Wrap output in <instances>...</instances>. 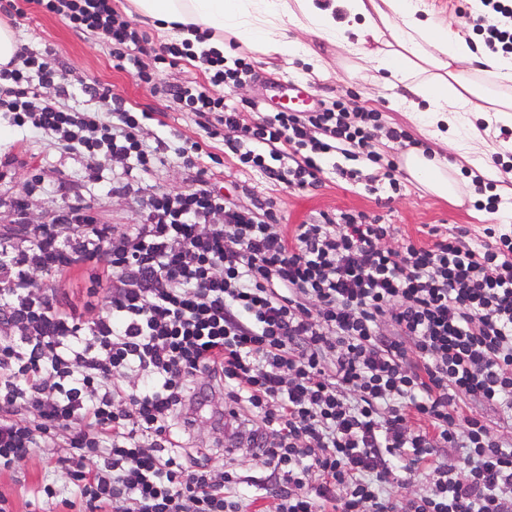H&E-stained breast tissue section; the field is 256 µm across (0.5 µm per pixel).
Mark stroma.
<instances>
[{
  "mask_svg": "<svg viewBox=\"0 0 512 512\" xmlns=\"http://www.w3.org/2000/svg\"><path fill=\"white\" fill-rule=\"evenodd\" d=\"M14 3L20 13L8 18L7 23L14 30L18 43L49 48L47 61L50 66L66 67L73 77L109 87L134 107L152 112L154 119L144 130L147 137L175 132L206 143L211 157L204 160V167L211 173L217 188L243 208L271 202L277 222L288 225L318 218L323 213H362L392 225L395 239L408 237L418 242L429 241V231L434 227L443 230L462 226L478 236L491 224L512 225V208L505 206L497 214L490 215L474 208L469 192L448 198L426 193L401 169L395 173L398 184L393 187L389 184L390 179L385 178L383 167L339 153L323 159L318 188H288L275 183L259 171L243 168L234 155L225 153L223 142L208 138L192 114L182 111L163 94V87L189 82L203 85L207 79L188 59L172 68H157L152 51L164 44L165 39L150 19L133 12L129 0H112V6L146 33L151 50L140 55L139 60L142 68L158 70L159 79L154 84L140 82L132 70L115 68L112 47L101 39L75 32L59 16L38 11L25 0H14ZM310 47L326 59V74L315 75L311 66L299 59L288 63L277 57L247 51L239 43H231L235 55H248L252 75L241 84L216 87L215 92L223 96L226 104L239 108L251 119L274 112V103L282 86L290 83L308 87L318 99L341 95L349 106H363L380 112L383 128H403L413 138L424 140L431 150L449 162H456V153L447 145L423 136L412 113L392 107V99L403 94V87L375 80L370 66L352 58L343 46L314 40ZM0 154L14 160L12 167L0 177V224L8 220L6 205L9 200L24 195L31 198V219L42 220L58 202L53 182L60 174H67L73 188L82 186L81 159L58 152L38 133L0 128ZM348 170L358 171V178H345L344 173ZM221 405V399L217 398L198 409L200 428L186 432L185 442L209 449L214 465L228 464L240 475L267 478L268 470L249 450L228 451L217 443L211 424L216 408ZM48 462V455L39 452L22 470L0 473V493L8 498L11 512H33L30 490L42 482Z\"/></svg>",
  "mask_w": 512,
  "mask_h": 512,
  "instance_id": "1",
  "label": "stroma"
}]
</instances>
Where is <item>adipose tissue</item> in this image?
<instances>
[{"instance_id": "adipose-tissue-1", "label": "adipose tissue", "mask_w": 512, "mask_h": 512, "mask_svg": "<svg viewBox=\"0 0 512 512\" xmlns=\"http://www.w3.org/2000/svg\"><path fill=\"white\" fill-rule=\"evenodd\" d=\"M142 16L158 23L162 34L223 50L233 35L265 56L294 58L306 53L305 37L343 45L404 85L420 126L448 140L469 167L470 176L486 177L490 151L473 117L487 126L512 125V97H494L472 79L468 40L451 21L434 16L428 0H339L348 24L338 23L333 8L316 0H131ZM299 38H290L291 30ZM409 176L429 193L452 196L457 183L440 156L413 149L403 156Z\"/></svg>"}]
</instances>
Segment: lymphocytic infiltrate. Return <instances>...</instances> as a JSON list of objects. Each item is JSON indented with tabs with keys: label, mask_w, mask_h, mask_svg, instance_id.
Instances as JSON below:
<instances>
[{
	"label": "lymphocytic infiltrate",
	"mask_w": 512,
	"mask_h": 512,
	"mask_svg": "<svg viewBox=\"0 0 512 512\" xmlns=\"http://www.w3.org/2000/svg\"><path fill=\"white\" fill-rule=\"evenodd\" d=\"M31 2L109 42L118 68L155 80L138 66L146 34L112 0ZM480 2L473 33L487 51L512 54V0ZM184 58L209 84L170 95L242 166L305 189L333 153L383 161L380 113L349 111L337 96L249 122L209 91L249 76L247 57L229 65L186 42L155 55L163 67ZM77 90L89 107L66 106ZM150 117L111 88L74 85L29 46L0 66V124L79 156L86 183L102 182L106 159L145 174L173 160L195 173L180 192L113 176L110 193L136 201L133 224L96 223L78 194L41 223L26 199L11 201L0 229V472L60 444L55 466L71 496L43 482L34 501L70 512H243L261 485L181 441L192 406L217 393L232 437L246 422L278 483L267 512H512V448L484 422L488 411L512 420V230L485 228L477 244L458 227L394 247L391 226L362 214L289 230L217 192L199 142L146 139ZM83 267L107 285L80 309L55 283ZM452 448L463 454L450 463ZM421 480L428 493L409 494Z\"/></svg>",
	"instance_id": "lymphocytic-infiltrate-1"
}]
</instances>
